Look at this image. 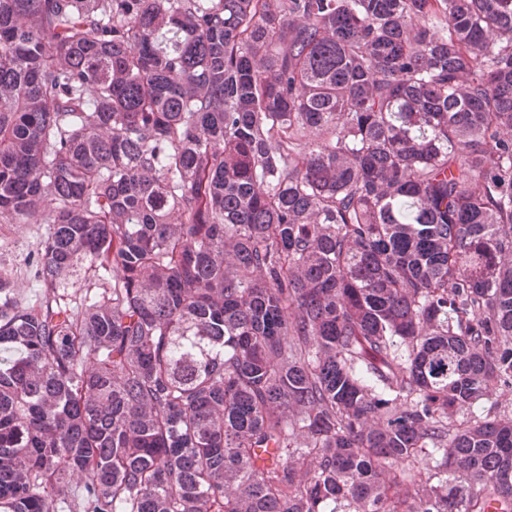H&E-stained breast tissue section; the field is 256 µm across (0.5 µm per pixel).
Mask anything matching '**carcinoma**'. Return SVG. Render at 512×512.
<instances>
[{
  "label": "carcinoma",
  "instance_id": "obj_1",
  "mask_svg": "<svg viewBox=\"0 0 512 512\" xmlns=\"http://www.w3.org/2000/svg\"><path fill=\"white\" fill-rule=\"evenodd\" d=\"M3 215L0 512H512V0H0ZM45 226L12 224L7 218L0 220V275L7 274L21 305L31 304L36 299L38 288H34L33 270L27 265L26 257L36 248Z\"/></svg>",
  "mask_w": 512,
  "mask_h": 512
}]
</instances>
